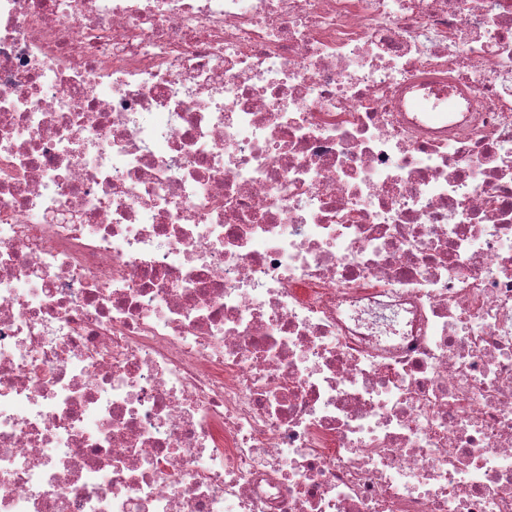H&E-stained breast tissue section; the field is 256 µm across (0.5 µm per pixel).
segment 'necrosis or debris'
<instances>
[{"instance_id":"1","label":"necrosis or debris","mask_w":512,"mask_h":512,"mask_svg":"<svg viewBox=\"0 0 512 512\" xmlns=\"http://www.w3.org/2000/svg\"><path fill=\"white\" fill-rule=\"evenodd\" d=\"M0 512H512V0H0Z\"/></svg>"}]
</instances>
